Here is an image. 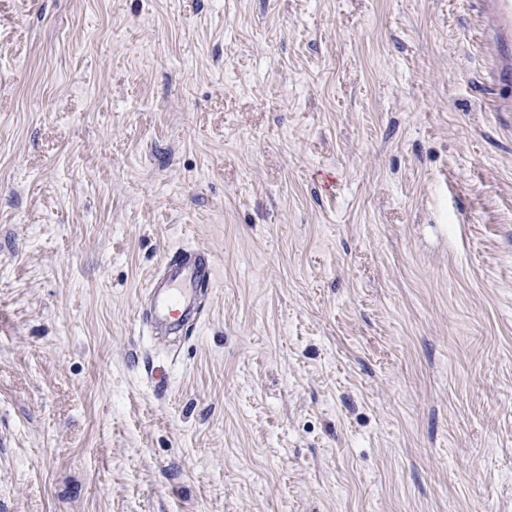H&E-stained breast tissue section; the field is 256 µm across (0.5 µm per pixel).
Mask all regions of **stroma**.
I'll return each instance as SVG.
<instances>
[{
  "instance_id": "35a3bbf8",
  "label": "stroma",
  "mask_w": 512,
  "mask_h": 512,
  "mask_svg": "<svg viewBox=\"0 0 512 512\" xmlns=\"http://www.w3.org/2000/svg\"><path fill=\"white\" fill-rule=\"evenodd\" d=\"M488 30L483 0H0V512H512ZM182 247L219 285L165 337ZM217 271L212 255L201 248L180 249L170 260L165 276L152 279V304L145 321L153 329L165 325L181 328L190 318L197 288H213Z\"/></svg>"
}]
</instances>
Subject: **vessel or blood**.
Here are the masks:
<instances>
[{
    "label": "vessel or blood",
    "mask_w": 512,
    "mask_h": 512,
    "mask_svg": "<svg viewBox=\"0 0 512 512\" xmlns=\"http://www.w3.org/2000/svg\"><path fill=\"white\" fill-rule=\"evenodd\" d=\"M496 20V36L489 46L497 63L500 83L512 84V0H490ZM217 271L212 255L201 248L178 250L170 260L165 276L152 280V304L146 316L151 326L181 328L190 318L197 288L216 282Z\"/></svg>",
    "instance_id": "vessel-or-blood-1"
}]
</instances>
